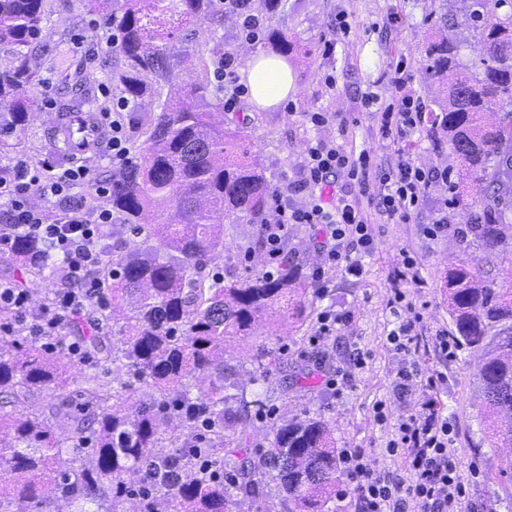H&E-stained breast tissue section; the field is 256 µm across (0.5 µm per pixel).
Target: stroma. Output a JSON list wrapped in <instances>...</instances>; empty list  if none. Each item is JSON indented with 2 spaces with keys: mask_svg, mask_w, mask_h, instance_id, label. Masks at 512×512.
I'll use <instances>...</instances> for the list:
<instances>
[{
  "mask_svg": "<svg viewBox=\"0 0 512 512\" xmlns=\"http://www.w3.org/2000/svg\"><path fill=\"white\" fill-rule=\"evenodd\" d=\"M443 7L454 18L453 33L460 42L463 63L478 62L484 44L470 24L466 0H281L272 25L285 31L292 42L290 59L297 92L287 103L259 112L249 110L244 102L237 108L247 141L259 151L273 192L283 193L295 206L308 202L311 191L302 184L301 173L305 146L311 141L340 145L355 154L366 150L379 167H394L397 146L379 137L363 98L369 93L388 95L389 79L401 63L410 75L409 88L415 97L427 106L437 99L439 86L424 75L423 47L431 34L428 15ZM45 12L44 25L50 36L32 61L37 70L31 91L35 112L19 145L0 160V168L5 170L17 159L67 163L69 154L56 141L48 116L60 113L71 90L69 63H80L93 72L99 90L115 89L112 52L102 39L110 28L101 15L90 12L86 0H45ZM340 15L350 23L351 33L337 42L332 53H325L323 38ZM328 73L336 77L335 88H327L323 81ZM310 112L330 113L331 120L312 125L306 118ZM405 148L424 171L453 173L459 167L448 147L435 146L429 125L415 129ZM442 200V189L432 187L411 223L376 224L375 248L360 257L361 275H350L341 265L327 269L329 288L324 294L310 280L313 269L324 263L319 249L324 235L307 226L291 228L282 251L310 280L304 317L296 321L282 312H272L251 335L230 339L224 348V361L236 367L237 386L247 400L245 443L240 448L227 447L220 454L226 475H235L242 457H259L273 441L276 427L294 417L324 418L333 429L337 448L361 449L380 471L398 474L401 459L387 452L395 426L422 401L428 377L441 372L448 381L437 398L452 428L459 472L469 482V512H512V498L501 487L503 471L512 467V449L487 436L490 420L477 383L480 355L460 349L452 361L445 362L434 347L437 334L452 330L449 267L465 258H483L486 252L470 229L477 205L459 203L445 209ZM442 216L447 219V233L428 236L426 225ZM214 220L224 226V247L215 253L213 270L231 277L265 268L268 255L260 242L259 225L234 223L220 213ZM407 255L417 260L423 282L422 287L410 291L422 319L415 328L417 342L399 353L389 340L398 325L390 306L391 278ZM329 309L344 315L345 321L332 335L322 337L318 334L319 316ZM260 353L266 356L261 363L266 376L256 382L252 376L260 365L256 361ZM61 361L71 366V392L78 414L91 417L101 410L100 405L85 403L81 395L90 376L118 390L130 404L150 392L146 385L128 378L118 364L90 359L74 366L66 354ZM403 362L419 370L417 390L406 399L393 392L397 368ZM340 372L345 378L339 390H331L328 381ZM382 401L388 405L383 423L375 413ZM58 405L57 391L48 387L38 393L34 404H15L11 412L16 417L38 414L53 428L77 467L86 455L74 450L73 422L58 412Z\"/></svg>",
  "mask_w": 512,
  "mask_h": 512,
  "instance_id": "35a3bbf8",
  "label": "stroma"
}]
</instances>
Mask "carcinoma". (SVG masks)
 <instances>
[{
    "mask_svg": "<svg viewBox=\"0 0 512 512\" xmlns=\"http://www.w3.org/2000/svg\"><path fill=\"white\" fill-rule=\"evenodd\" d=\"M281 0H92L115 29L112 78L122 96L136 106L154 104L155 117L141 130L136 153L112 175L107 205L137 235H156L154 217L169 210L162 249L147 247L121 257L114 266L96 271L110 281V326L79 337L90 356L102 355L153 390L149 402L112 404L94 418L84 442L93 449L78 469L62 461V448L51 427L37 416L0 415V489L25 502L29 512H43L47 494L68 500L74 512H103L100 490L112 484L114 498L127 495L124 476L147 460L162 478L171 454L159 450L161 411L190 402L189 379L209 375L210 385L196 399L209 418L212 448L218 454L235 441L241 414L228 407L237 394L235 370L224 365V343L247 336L271 310L303 309L306 284L300 268L286 256L280 270L224 280L208 270L210 256L224 248V231L212 213L235 220H257L270 213V187L253 151L242 145V125L234 119L214 121V103L224 88L209 78L212 57L220 48L197 50L194 82L179 85L173 70L186 44L207 24L214 35L224 21L246 10L263 25L259 45L288 60V36L268 25ZM485 0H470L469 18L486 45V54L471 69L458 61L459 43L448 33V14L436 17L438 33L424 46L428 79L442 87L431 116L434 140L446 142L464 169L453 183L455 201L469 189L484 186L475 236L487 255L460 261L448 269V311L453 338L462 349L479 351V391L491 414H507L510 422L492 426V437L512 446V292L491 279L493 249L512 212V0H496L511 11L484 10ZM44 0H0V44L20 49L15 64L0 70V136L21 138L33 116L29 86L34 73L32 52L46 39ZM96 78L75 69L72 97L63 111L90 112L96 101ZM13 254L36 278L58 276L61 267L42 244L19 236ZM116 335V342L110 336ZM70 376L58 357L40 349L18 352L0 344V405L34 403L41 389L60 391L62 408L70 406ZM83 390L89 400L107 401L110 391L95 377ZM341 454L329 424L323 420L290 421L279 427L267 454L237 467L238 494L224 493V481L211 480L183 463L179 483L141 501L142 512H237L244 501L262 495L264 468L277 471L281 492L293 505L289 512H321L336 491ZM56 471L60 479L38 477Z\"/></svg>",
    "mask_w": 512,
    "mask_h": 512,
    "instance_id": "cac0c4a2",
    "label": "carcinoma"
}]
</instances>
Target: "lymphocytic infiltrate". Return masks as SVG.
Instances as JSON below:
<instances>
[{
    "label": "lymphocytic infiltrate",
    "instance_id": "1",
    "mask_svg": "<svg viewBox=\"0 0 512 512\" xmlns=\"http://www.w3.org/2000/svg\"><path fill=\"white\" fill-rule=\"evenodd\" d=\"M407 83L403 67H396L389 102L379 105L373 96L365 98L366 105L376 108L378 132L383 139L405 141L425 121L423 106L408 92ZM127 110V101L118 98L101 113L109 129L106 160L119 167L130 155ZM342 171L355 181L357 193H338L331 201H323L329 176ZM302 180L312 190L308 206L294 209L278 205L276 222L261 228V242L270 258L280 256L281 243L292 224L324 226L323 249L329 263L343 260L340 248L344 245L361 253L371 252L375 238L362 200L375 202L386 220L407 224L418 212L427 189L449 182L447 172L423 171L403 152L394 168L380 171L368 152L355 156L322 142L307 144ZM97 182L96 168L78 157L63 166L47 162L37 167L19 161L9 176L0 177V205L5 206L7 217L0 225V251L11 249L20 234L40 241L60 255L67 277L76 284L44 314L33 318L29 332L34 339L54 335L64 323L84 315L104 286L96 272L110 261L102 240L112 222V213L105 208L87 212L73 194L75 188ZM38 197L54 202L58 211L55 221H47L43 210L35 205ZM448 435L447 419L434 400L425 399L419 410L402 420L397 439L388 445L390 453L402 454L409 479L382 475L360 451H343L341 459L347 478L364 501V512H402L409 499L419 504L421 512H463L468 490L460 478Z\"/></svg>",
    "mask_w": 512,
    "mask_h": 512
}]
</instances>
